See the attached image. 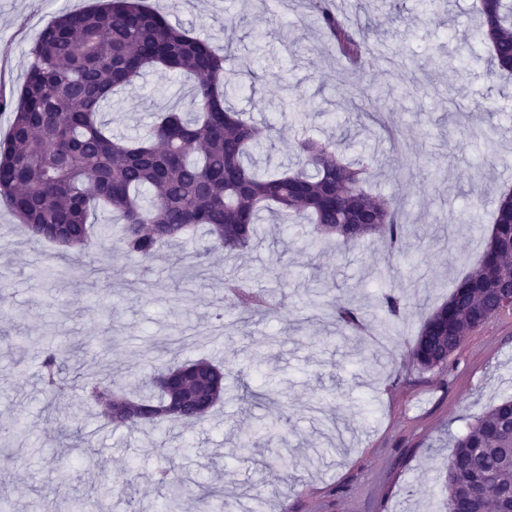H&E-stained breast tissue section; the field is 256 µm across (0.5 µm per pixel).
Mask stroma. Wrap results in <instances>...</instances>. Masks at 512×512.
Returning <instances> with one entry per match:
<instances>
[{
    "mask_svg": "<svg viewBox=\"0 0 512 512\" xmlns=\"http://www.w3.org/2000/svg\"><path fill=\"white\" fill-rule=\"evenodd\" d=\"M336 0L369 26L379 69H353L332 49L305 0H147L169 21L216 48L251 58L237 75L235 110L276 130L270 168L287 169L298 133L347 132L343 154L374 155L370 188L407 222L402 255L366 237L342 252L308 248L299 227L265 218L238 255L197 237V259L172 268L125 256L97 213L101 244L66 272L64 248L29 237L0 204V486L8 512L41 497L75 512L94 486L112 512H156L164 491L152 473L223 484L226 512H440L453 437L500 398L512 396V316L468 336L450 372L422 370L410 347L428 314L481 258L495 201L512 188V77L482 58L475 0ZM98 0H0V96L17 94L39 32L63 11ZM466 53L467 62L449 63ZM192 84L148 69L104 111L114 134L144 133L155 113L191 109ZM393 263L390 277L375 271ZM245 279L268 309L222 305L225 279ZM399 297L398 320L381 308ZM361 325L339 327L333 300ZM223 320H216V310ZM59 346L79 373L137 389L161 365L208 357L224 364L228 398L208 421L150 433L114 427L68 392L46 402L40 344ZM272 440L238 448L258 421ZM91 434L100 460L64 434ZM189 452H182V445ZM288 457V469L279 466Z\"/></svg>",
    "mask_w": 512,
    "mask_h": 512,
    "instance_id": "stroma-1",
    "label": "stroma"
}]
</instances>
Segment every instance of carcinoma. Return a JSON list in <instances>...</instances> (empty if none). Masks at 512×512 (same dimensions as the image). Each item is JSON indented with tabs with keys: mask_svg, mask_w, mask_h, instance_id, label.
I'll list each match as a JSON object with an SVG mask.
<instances>
[{
	"mask_svg": "<svg viewBox=\"0 0 512 512\" xmlns=\"http://www.w3.org/2000/svg\"><path fill=\"white\" fill-rule=\"evenodd\" d=\"M318 25L344 56L373 55L369 28L353 29L334 0H309ZM478 34L487 63L512 76V0H478ZM32 58L9 132L0 138V201L30 236L76 254L92 245L90 217L101 207L119 215L115 240L126 255L156 259L172 242L187 245L201 226L225 251L251 248L261 213L298 225L310 224L317 248L325 238L350 249L368 235L385 238L402 252L407 224L391 202L368 192L373 160L348 162L346 139L320 141L301 135L294 166L259 172L255 152L271 139L261 126L234 110L239 86L227 77L232 57L169 22L145 0H105L97 8L55 17L29 50ZM160 65L195 79V112L159 114L146 133L114 137L103 119L112 95L145 70ZM512 283V192L503 191L493 213L481 259L448 300L422 325L412 347L423 370L445 371L465 338L499 318L498 289ZM224 298L246 311L262 310L264 297L244 281L224 284ZM336 322L355 329L360 317L340 303ZM54 351L42 362L46 390L81 391L116 427L206 420L224 400V367L208 358L160 368L177 387L151 380L153 390L133 399L112 390V381L82 382L62 372ZM277 424L259 423L239 439L250 448L255 436L270 437ZM156 481L168 489L164 512H178L188 485L162 469ZM446 512H512V398L491 406L468 432L453 440L445 472ZM202 512L224 509V489L202 487ZM79 509L110 512L107 493L88 495Z\"/></svg>",
	"mask_w": 512,
	"mask_h": 512,
	"instance_id": "cac0c4a2",
	"label": "carcinoma"
}]
</instances>
